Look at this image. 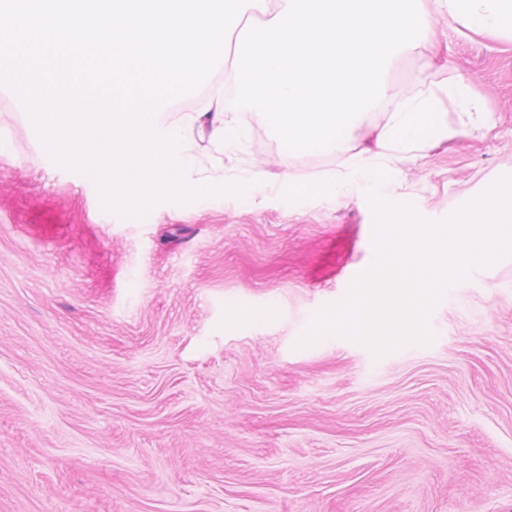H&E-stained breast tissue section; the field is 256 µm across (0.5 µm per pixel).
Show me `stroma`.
<instances>
[{
	"label": "stroma",
	"mask_w": 512,
	"mask_h": 512,
	"mask_svg": "<svg viewBox=\"0 0 512 512\" xmlns=\"http://www.w3.org/2000/svg\"><path fill=\"white\" fill-rule=\"evenodd\" d=\"M432 35L434 65L403 53L387 81L424 80L454 135L394 163L390 200L440 221L512 176V43ZM199 151L252 187L124 218L0 92V512H512V256L438 301L429 344L299 346L375 260L368 200H284L316 176L256 117Z\"/></svg>",
	"instance_id": "obj_1"
}]
</instances>
